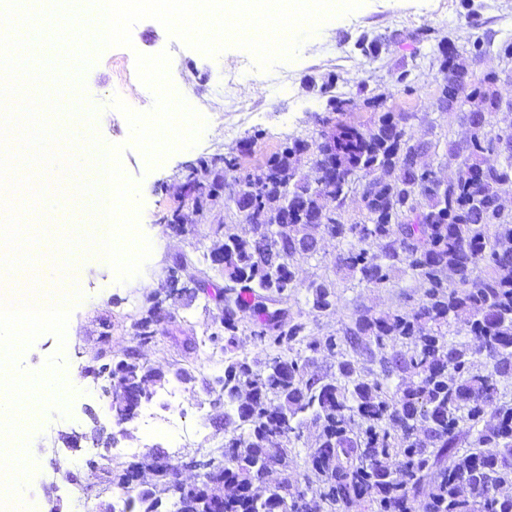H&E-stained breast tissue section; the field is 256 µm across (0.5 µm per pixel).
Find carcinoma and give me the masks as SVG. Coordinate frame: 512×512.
I'll return each instance as SVG.
<instances>
[{"label":"carcinoma","mask_w":512,"mask_h":512,"mask_svg":"<svg viewBox=\"0 0 512 512\" xmlns=\"http://www.w3.org/2000/svg\"><path fill=\"white\" fill-rule=\"evenodd\" d=\"M364 54L378 56L377 36L361 35ZM496 51L512 60V42L493 47L485 32L458 50L438 42L439 106L450 98L470 101L478 111L465 116L469 137L448 146L455 175L443 190L425 186L434 174L420 161L431 149L407 136L406 112H384L366 128L336 123L334 161L340 168L328 189L297 177L295 158L309 153L318 162V138H294L266 162L242 171L236 156L201 157L186 176L203 179L223 163L217 183L230 189L224 201L238 206L234 184L253 180L249 202L283 216L279 228L251 224L239 235L224 231L211 254L224 255L217 269L226 298L249 311L252 331L264 358L236 353L239 319L224 318V332L207 336L232 353L218 378L216 402L224 403V423L234 425L224 438L216 462L223 468L201 475L200 496L223 489L224 512H512V403L501 400L497 378L512 376V213L505 212L501 192L512 187V122L494 121L504 101L494 89L498 72L470 76L464 59L481 63ZM335 76L318 87L330 112L341 114L349 101L334 93ZM417 91L410 71L392 74L391 87L379 92L362 80L359 94L380 104L393 91ZM366 220L346 224L336 209L358 181ZM425 203H420V200ZM336 202L328 209L325 201ZM345 245L336 265L373 288H386L403 269L426 285L424 300L410 311L361 315L341 333H312L304 319H288V329H274L276 313L265 308L264 295L278 300L306 291L309 313L333 310L334 283H304L293 260L317 253L314 220ZM464 320L467 341L447 339L445 329ZM319 354L337 358V373L317 374L310 364ZM365 356L379 365L376 373L358 366ZM112 411L130 413L137 396L149 399V385L161 373L139 359L112 365ZM495 423L479 427L486 416ZM319 428L316 446L294 467V445L307 423ZM148 459L110 472V481L127 493L144 468L153 472L151 487L128 498L123 512H156L161 496L176 498L175 512H202L191 500H177L167 475ZM279 468L282 480L265 497L256 493L268 474Z\"/></svg>","instance_id":"cac0c4a2"}]
</instances>
